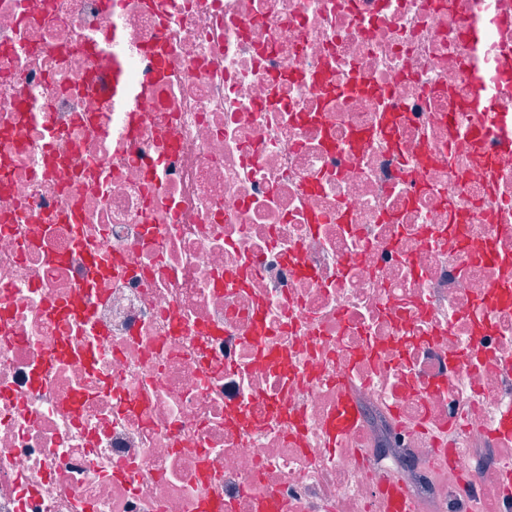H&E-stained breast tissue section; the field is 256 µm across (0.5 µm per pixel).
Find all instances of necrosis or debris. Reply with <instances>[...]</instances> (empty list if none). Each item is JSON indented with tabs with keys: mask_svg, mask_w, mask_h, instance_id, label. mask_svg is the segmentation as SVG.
I'll return each mask as SVG.
<instances>
[{
	"mask_svg": "<svg viewBox=\"0 0 512 512\" xmlns=\"http://www.w3.org/2000/svg\"><path fill=\"white\" fill-rule=\"evenodd\" d=\"M511 268L512 0H0V512H512Z\"/></svg>",
	"mask_w": 512,
	"mask_h": 512,
	"instance_id": "4bbe7bcc",
	"label": "necrosis or debris"
}]
</instances>
